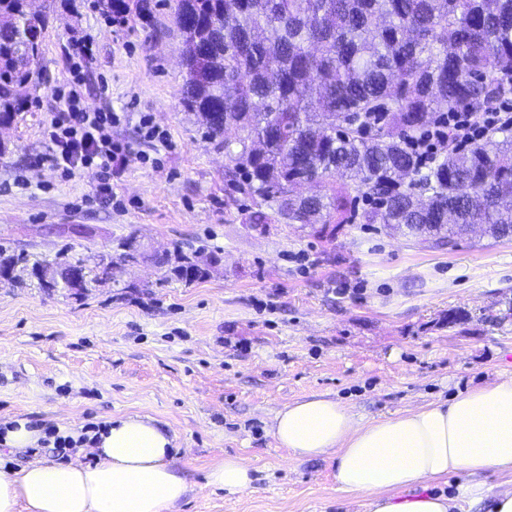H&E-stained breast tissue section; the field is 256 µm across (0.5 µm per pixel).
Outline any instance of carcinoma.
<instances>
[{
    "label": "carcinoma",
    "mask_w": 512,
    "mask_h": 512,
    "mask_svg": "<svg viewBox=\"0 0 512 512\" xmlns=\"http://www.w3.org/2000/svg\"><path fill=\"white\" fill-rule=\"evenodd\" d=\"M189 15L196 25L181 26ZM0 122L21 110L40 60L48 12L27 0H0ZM186 69L184 107L232 163L225 176L253 199V224H298L320 239L356 217L452 251L484 225L512 238V129H497L463 152L443 150L420 167L406 140L444 112H481L512 78V0H177ZM322 184L300 197L293 186ZM360 194L381 198L354 212ZM130 232L103 250L29 263L0 244L9 283L44 291L72 286L85 297L101 275L121 283ZM197 251L176 247L156 259L166 280L192 284L208 274ZM54 265L52 282L33 270Z\"/></svg>",
    "instance_id": "1"
}]
</instances>
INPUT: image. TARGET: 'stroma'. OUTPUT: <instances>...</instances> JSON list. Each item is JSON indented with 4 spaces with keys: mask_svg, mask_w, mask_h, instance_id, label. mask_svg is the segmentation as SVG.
I'll return each mask as SVG.
<instances>
[{
    "mask_svg": "<svg viewBox=\"0 0 512 512\" xmlns=\"http://www.w3.org/2000/svg\"><path fill=\"white\" fill-rule=\"evenodd\" d=\"M149 2L120 26L96 0H56L36 86L0 134V243L51 259L134 231L160 253H219L224 267L187 285L136 266L81 300L0 288V427L70 434L150 416L191 487L177 512H367L336 493L329 461H289L272 435L276 412L322 394L378 419L512 376V240L476 234L448 251L376 224L341 225L329 242L294 224L248 229L253 202L226 181L228 157L182 104L176 2ZM85 33L87 59L74 44ZM76 72L83 107L117 113L112 133L132 148L108 196L95 168L66 177L38 162L42 128ZM143 116L171 148L143 139ZM452 312L462 321L449 324ZM228 454L255 468L245 494L207 484Z\"/></svg>",
    "mask_w": 512,
    "mask_h": 512,
    "instance_id": "1",
    "label": "stroma"
}]
</instances>
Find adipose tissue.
<instances>
[{"mask_svg":"<svg viewBox=\"0 0 512 512\" xmlns=\"http://www.w3.org/2000/svg\"><path fill=\"white\" fill-rule=\"evenodd\" d=\"M273 436L294 462L334 465L336 491L368 498L371 512H461L486 505L512 512V487L488 474H512V377L470 389L447 403L365 419L336 400L311 395L288 403ZM93 462L29 461L0 471V512H175L190 487L172 438L155 419H114L91 446ZM253 465L228 456L207 473L209 486L242 494ZM455 496L434 482L455 474Z\"/></svg>","mask_w":512,"mask_h":512,"instance_id":"ef3b65f1","label":"adipose tissue"}]
</instances>
